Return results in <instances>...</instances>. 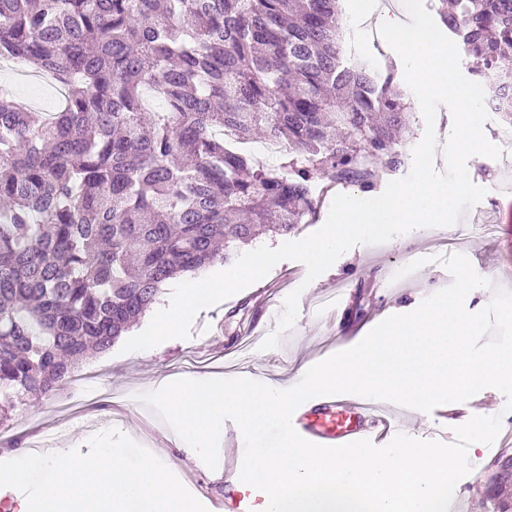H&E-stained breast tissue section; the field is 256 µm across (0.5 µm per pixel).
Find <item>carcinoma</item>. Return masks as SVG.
<instances>
[{
    "mask_svg": "<svg viewBox=\"0 0 512 512\" xmlns=\"http://www.w3.org/2000/svg\"><path fill=\"white\" fill-rule=\"evenodd\" d=\"M428 8L512 122V0ZM345 30L339 0H0V60L63 87L56 112L0 95V413L63 389L177 275L307 223L317 182L406 165L399 68ZM258 136L288 161L240 148Z\"/></svg>",
    "mask_w": 512,
    "mask_h": 512,
    "instance_id": "cac0c4a2",
    "label": "carcinoma"
}]
</instances>
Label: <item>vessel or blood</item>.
<instances>
[{
	"instance_id": "obj_1",
	"label": "vessel or blood",
	"mask_w": 512,
	"mask_h": 512,
	"mask_svg": "<svg viewBox=\"0 0 512 512\" xmlns=\"http://www.w3.org/2000/svg\"><path fill=\"white\" fill-rule=\"evenodd\" d=\"M299 435L308 441L338 446L361 439L378 442L399 429L394 413L380 408L368 398L335 395L317 397L303 403L292 417ZM243 449L224 451V492L210 497L209 512H256L250 493L239 490L236 484Z\"/></svg>"
}]
</instances>
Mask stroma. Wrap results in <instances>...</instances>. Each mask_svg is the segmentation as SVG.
Returning <instances> with one entry per match:
<instances>
[{
	"mask_svg": "<svg viewBox=\"0 0 512 512\" xmlns=\"http://www.w3.org/2000/svg\"><path fill=\"white\" fill-rule=\"evenodd\" d=\"M0 85L8 87L15 100L36 110L53 112L58 108L57 91L36 77L0 69ZM475 169V185L496 198L491 235L443 245L431 228L423 234L398 236L383 245H358L309 284L304 281L306 268L302 263L281 261L263 279L203 310L194 319L189 338L171 339L155 348L126 354L121 351L122 341H115L110 358L81 365L79 382L69 396L30 400L19 406L0 420V461L14 458L9 442L17 435L23 436L27 454L37 438L49 439L55 446L69 445L85 454L92 435L115 428L149 451L164 448L173 473L190 493L203 498L216 491L217 472L197 466L178 435L144 404H127L126 395L150 392L182 377H236L252 367L263 369L266 382L297 381L303 365L317 363L336 351L339 337L356 338L386 317L418 307L426 297L447 287L452 277L437 263L440 255L463 254L480 276L494 279V271L512 267V237L506 231L512 226V191L497 192L483 164H476ZM408 248L423 259V266L412 277L397 282L393 297L373 292L370 281L380 278ZM494 281L496 287L512 290V280ZM341 288L353 295L343 318L331 324L318 319L312 299ZM296 289L301 292L298 318L291 328L275 331L266 324V313L281 310L285 298ZM274 332L279 335L278 347L262 350V342ZM468 453L479 456L480 461L458 483L454 499L465 505L466 512H492L486 496L488 467L495 458L512 455V445L488 446L483 456L472 446Z\"/></svg>",
	"mask_w": 512,
	"mask_h": 512,
	"instance_id": "35a3bbf8",
	"label": "stroma"
}]
</instances>
